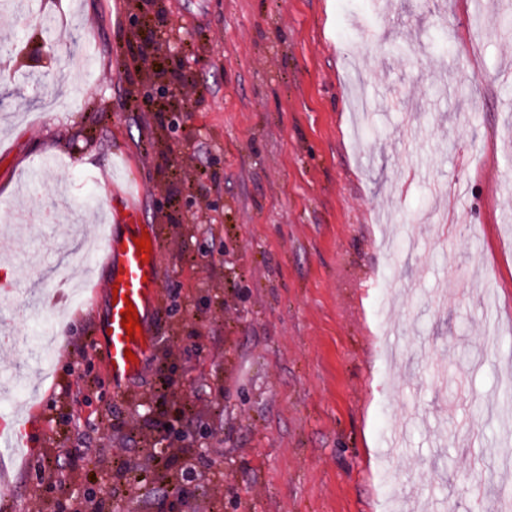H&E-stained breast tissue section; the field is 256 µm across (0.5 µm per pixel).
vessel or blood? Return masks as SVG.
<instances>
[{
    "mask_svg": "<svg viewBox=\"0 0 512 512\" xmlns=\"http://www.w3.org/2000/svg\"><path fill=\"white\" fill-rule=\"evenodd\" d=\"M122 220V231L104 233L98 247L110 268L105 284L110 300L100 335L105 367L116 389L134 382L154 357L160 294L159 242L153 225L144 224L136 207L126 208ZM142 239L150 244L144 252L137 247ZM129 308L139 325L131 336L122 326V314Z\"/></svg>",
    "mask_w": 512,
    "mask_h": 512,
    "instance_id": "vessel-or-blood-1",
    "label": "vessel or blood"
}]
</instances>
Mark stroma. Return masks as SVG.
I'll return each mask as SVG.
<instances>
[{
  "instance_id": "1",
  "label": "stroma",
  "mask_w": 512,
  "mask_h": 512,
  "mask_svg": "<svg viewBox=\"0 0 512 512\" xmlns=\"http://www.w3.org/2000/svg\"><path fill=\"white\" fill-rule=\"evenodd\" d=\"M159 2L0 8L10 503L75 512L73 483L167 512L150 403L200 512H512V0ZM129 203L159 234L161 341L116 395L107 266L41 323L30 290Z\"/></svg>"
}]
</instances>
